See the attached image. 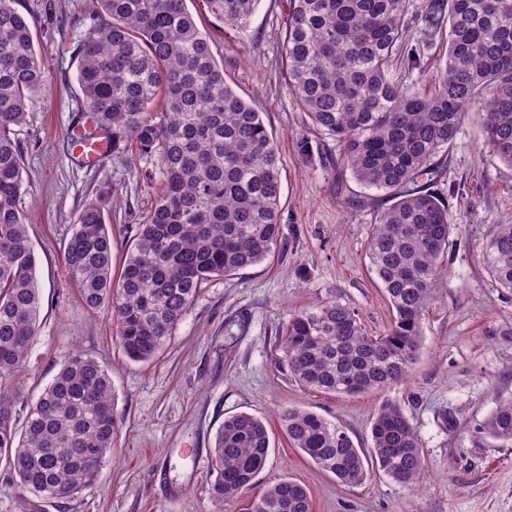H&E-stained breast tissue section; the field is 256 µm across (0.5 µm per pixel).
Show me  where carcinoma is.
Masks as SVG:
<instances>
[{
	"mask_svg": "<svg viewBox=\"0 0 512 512\" xmlns=\"http://www.w3.org/2000/svg\"><path fill=\"white\" fill-rule=\"evenodd\" d=\"M225 26L244 30L259 0H202ZM0 0V463L24 491L70 499L91 486L119 430L108 371L84 354L60 362L37 401L17 411L1 386L26 362L39 330L41 291L20 200L26 191L16 132L47 82L30 26ZM100 22L74 48L85 111L112 134V151L156 158L160 193L112 277L111 217L85 203L64 250L69 280L91 310L110 314L127 358H154L200 288L284 248L278 146L262 117L224 82L186 0H97ZM406 0H289L282 68L313 127L334 138L363 186L387 193L368 243L369 268L394 311L388 331L365 335L355 312L328 302L292 316L279 364L303 387L359 395L408 378L423 319L450 245L449 199L432 190L437 155L476 122L482 146L512 167V0H428L416 20L448 27L447 57L430 84L407 86L393 71L422 69L406 38ZM161 101V111L154 110ZM488 274L512 291V224L495 226L483 254ZM291 444L338 483L377 468L414 488L424 474L418 434L395 401L355 447L344 426L307 410L279 414ZM484 432L512 443V393L500 396ZM270 439L247 413L216 432L212 512L250 487ZM251 512H312L307 490L268 486Z\"/></svg>",
	"mask_w": 512,
	"mask_h": 512,
	"instance_id": "cac0c4a2",
	"label": "carcinoma"
}]
</instances>
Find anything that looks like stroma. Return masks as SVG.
I'll return each instance as SVG.
<instances>
[{"label":"stroma","instance_id":"35a3bbf8","mask_svg":"<svg viewBox=\"0 0 512 512\" xmlns=\"http://www.w3.org/2000/svg\"><path fill=\"white\" fill-rule=\"evenodd\" d=\"M425 4L407 0V39L424 49L423 71L407 74L409 83L431 78L446 60V32L429 34L415 21ZM16 7L30 24L47 89L18 133L40 329L9 388L21 402L34 401L64 356L87 354L112 378L120 427L95 483L75 498L36 497L0 472V512H210L214 435L240 412L265 423L272 448L255 485L228 512H250L264 489L284 479L306 488L312 512H512V444L482 430L501 394L512 390V292L482 263L488 232L512 223V167L482 149L479 128L460 127L434 185L444 193L462 183L467 193L450 203L448 272L426 310L409 378L358 396L305 388L276 362L292 315L336 301L372 337L393 321L366 257L389 201L342 168L335 140L312 128L289 92L280 38L287 0H260L244 31L188 0L226 83L260 112L277 142L286 245L259 265L205 284L157 357L134 362L116 344L109 315L85 308L70 286L63 249L83 204L101 199L112 220V271L120 273L160 176L147 156L119 151L86 168L67 150L66 131L82 99L77 84L60 77L75 72L71 49L95 23V0H18ZM302 139L309 155L299 152ZM388 400L402 405L421 442L426 471L416 490L376 469L360 485H340L291 445L278 420L283 408L305 409L340 423L356 447L367 448L373 417Z\"/></svg>","mask_w":512,"mask_h":512}]
</instances>
